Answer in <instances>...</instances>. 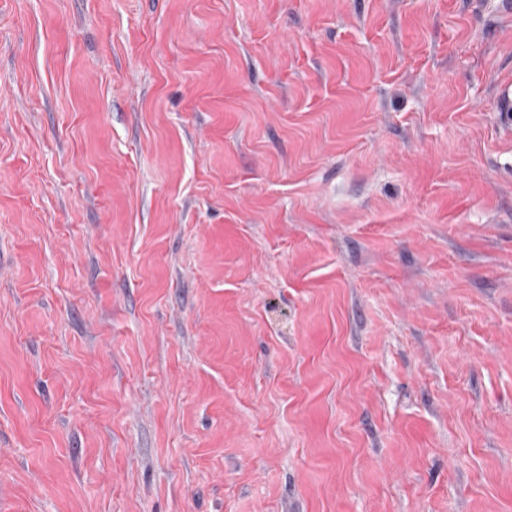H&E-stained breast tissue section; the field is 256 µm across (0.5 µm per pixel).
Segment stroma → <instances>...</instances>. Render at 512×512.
I'll return each mask as SVG.
<instances>
[{
    "label": "stroma",
    "mask_w": 512,
    "mask_h": 512,
    "mask_svg": "<svg viewBox=\"0 0 512 512\" xmlns=\"http://www.w3.org/2000/svg\"><path fill=\"white\" fill-rule=\"evenodd\" d=\"M502 0H0V512H512Z\"/></svg>",
    "instance_id": "obj_1"
}]
</instances>
